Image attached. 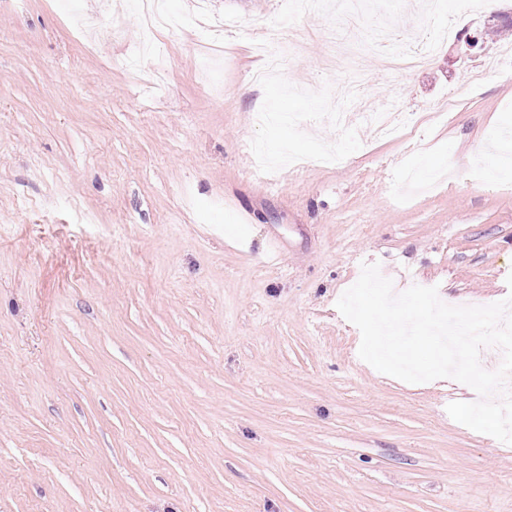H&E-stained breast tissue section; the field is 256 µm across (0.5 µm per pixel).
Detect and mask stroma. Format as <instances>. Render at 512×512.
Returning <instances> with one entry per match:
<instances>
[{
	"label": "stroma",
	"instance_id": "35a3bbf8",
	"mask_svg": "<svg viewBox=\"0 0 512 512\" xmlns=\"http://www.w3.org/2000/svg\"><path fill=\"white\" fill-rule=\"evenodd\" d=\"M295 2L167 0L221 28L145 52L130 0H0V512H512V444L446 411L476 392L377 372L337 308L373 263L459 306L512 294L488 153L512 148V60L484 65L512 0L408 74L373 31L439 29L422 0H372L341 71ZM258 17L300 43L265 83ZM348 70L400 99L401 135L322 118Z\"/></svg>",
	"mask_w": 512,
	"mask_h": 512
}]
</instances>
